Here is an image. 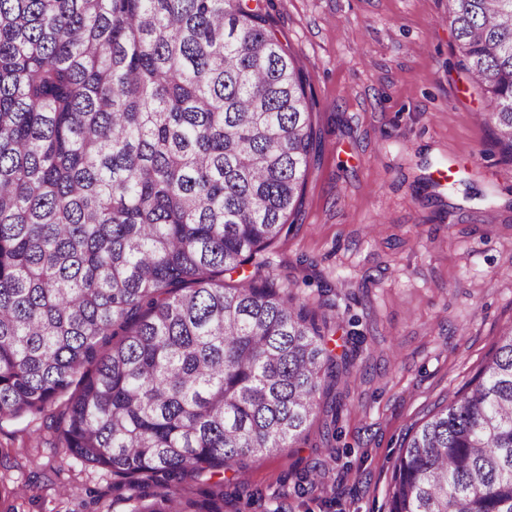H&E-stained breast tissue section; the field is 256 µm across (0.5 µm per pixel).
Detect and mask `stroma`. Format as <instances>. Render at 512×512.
Returning <instances> with one entry per match:
<instances>
[{
    "label": "stroma",
    "instance_id": "1",
    "mask_svg": "<svg viewBox=\"0 0 512 512\" xmlns=\"http://www.w3.org/2000/svg\"><path fill=\"white\" fill-rule=\"evenodd\" d=\"M323 131L301 215L261 273L356 335L333 445L315 418L252 458L224 512H386L407 430L476 374L512 326V161L477 121L448 0H272ZM52 410L0 422V512H130L111 471L58 446ZM318 476L296 486V473Z\"/></svg>",
    "mask_w": 512,
    "mask_h": 512
}]
</instances>
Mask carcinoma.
Returning a JSON list of instances; mask_svg holds the SVG:
<instances>
[{"mask_svg":"<svg viewBox=\"0 0 512 512\" xmlns=\"http://www.w3.org/2000/svg\"><path fill=\"white\" fill-rule=\"evenodd\" d=\"M256 0H0V421L61 403L62 447L132 512L336 436L330 318L244 276L297 221L323 132ZM512 160V0H448ZM205 512H223L224 481ZM387 512H512V329L401 445Z\"/></svg>","mask_w":512,"mask_h":512,"instance_id":"obj_1","label":"carcinoma"}]
</instances>
